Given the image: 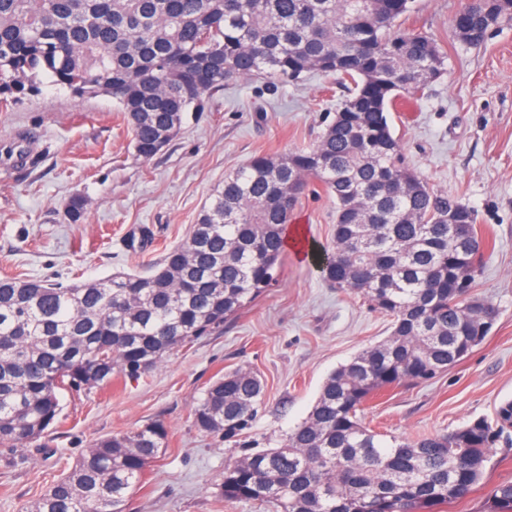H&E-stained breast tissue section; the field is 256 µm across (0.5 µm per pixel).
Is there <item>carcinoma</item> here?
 I'll return each instance as SVG.
<instances>
[{"mask_svg":"<svg viewBox=\"0 0 512 512\" xmlns=\"http://www.w3.org/2000/svg\"><path fill=\"white\" fill-rule=\"evenodd\" d=\"M413 0H0V103L40 90L41 78L80 97L117 89L135 155L170 144L189 112L237 79L293 81L336 74L348 94L318 140L286 156L258 155L224 176L185 241L147 274L82 284L0 278V446L23 448L59 420V390L137 380L174 350L224 325L275 282L284 230L311 182L336 199L333 247L314 252L334 288L363 296L391 320L384 340L323 383L308 416L277 448L245 441L262 404L250 370L227 371L192 411L198 431L241 449L218 494L275 512H437L466 498L492 449L509 440L512 400L416 441L381 438L359 414L380 391L420 384L463 360L499 314L474 294L483 244L461 249L448 212L476 224L459 197L434 192L404 164L389 109L445 69L431 34L407 30ZM512 0L471 3L454 27L480 44ZM81 222L87 201L70 200ZM169 437L154 421L95 439L30 512H125ZM485 512H512V482Z\"/></svg>","mask_w":512,"mask_h":512,"instance_id":"obj_1","label":"carcinoma"}]
</instances>
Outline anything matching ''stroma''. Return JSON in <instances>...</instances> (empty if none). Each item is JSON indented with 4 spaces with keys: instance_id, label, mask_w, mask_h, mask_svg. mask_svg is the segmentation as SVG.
Masks as SVG:
<instances>
[{
    "instance_id": "35a3bbf8",
    "label": "stroma",
    "mask_w": 512,
    "mask_h": 512,
    "mask_svg": "<svg viewBox=\"0 0 512 512\" xmlns=\"http://www.w3.org/2000/svg\"><path fill=\"white\" fill-rule=\"evenodd\" d=\"M465 0H415L407 27L434 34L447 52L438 80L390 112L406 164L436 192L463 199L486 243L476 296L499 316L459 364L412 387L383 391L365 426L416 440L493 417L512 399V20L471 46L454 34ZM346 93L334 75L312 71L287 83L255 77L207 96L175 139L151 160L135 156L112 97L80 98L43 86L0 109V147L22 141L23 167L0 158V277L62 284L145 271L180 244L226 174L258 154L288 155L312 144ZM89 200L70 223L73 196ZM336 202L320 185L302 194L288 225L332 244ZM390 333V320L357 295L331 287L298 246L286 244L276 282L220 330L168 356L136 381L61 391L59 422L44 445L0 447V512H26L92 440L161 421L169 439L145 470L126 512H268L219 497L235 449L199 432L191 413L207 386L236 368L256 372L263 404L248 441L277 447L302 422L333 370ZM512 482V447L498 444L483 482L441 512H482L489 490Z\"/></svg>"
}]
</instances>
